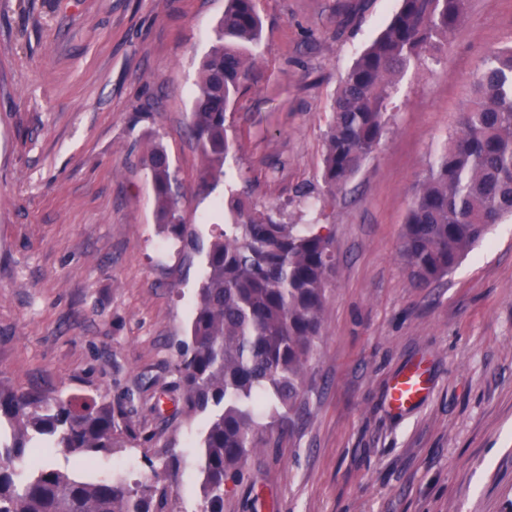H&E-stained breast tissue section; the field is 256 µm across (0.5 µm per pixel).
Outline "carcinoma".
Wrapping results in <instances>:
<instances>
[{"label":"carcinoma","mask_w":512,"mask_h":512,"mask_svg":"<svg viewBox=\"0 0 512 512\" xmlns=\"http://www.w3.org/2000/svg\"><path fill=\"white\" fill-rule=\"evenodd\" d=\"M466 0H398L388 24L347 68L331 103L322 180L342 192L377 150L395 77L440 51L460 24ZM255 0H227L201 63L190 128L210 167L232 148L226 112L260 47ZM158 223L184 241L178 182L163 148L149 158ZM234 222L219 228L191 323L175 362L183 409L206 413L197 472L203 512H224V485L249 454L293 430L306 411L305 377L317 351L336 255L315 224H290L233 194ZM512 220V45L494 49L478 70L459 129L435 150L403 227L399 254L412 285L447 276L490 228ZM137 430L121 404L18 393L0 386V512H164L168 486L124 475L90 477L54 467L61 451L109 454ZM31 454L25 466L3 465Z\"/></svg>","instance_id":"carcinoma-1"}]
</instances>
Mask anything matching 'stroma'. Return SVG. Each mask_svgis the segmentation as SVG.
Masks as SVG:
<instances>
[{
	"instance_id": "obj_1",
	"label": "stroma",
	"mask_w": 512,
	"mask_h": 512,
	"mask_svg": "<svg viewBox=\"0 0 512 512\" xmlns=\"http://www.w3.org/2000/svg\"><path fill=\"white\" fill-rule=\"evenodd\" d=\"M225 0H0V384L82 404L132 401L149 443L96 458L93 476L163 469L168 512H199L203 415L182 408L203 251L235 189L319 221L336 276L307 373V413L249 457L224 512H502L512 498V223L452 272L412 287L398 256L436 147L458 127L477 67L512 44V0H467L445 49L393 88L378 150L322 196L324 131L341 75L397 0H256L260 56L226 114L234 150L202 190L190 113ZM182 183L187 246L157 221L146 159ZM317 193L320 218L301 211ZM425 360L431 387L392 411V379Z\"/></svg>"
}]
</instances>
